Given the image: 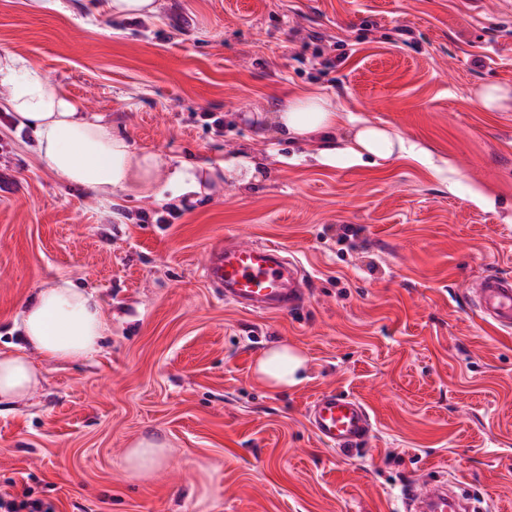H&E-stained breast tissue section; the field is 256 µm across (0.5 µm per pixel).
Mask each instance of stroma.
Listing matches in <instances>:
<instances>
[{
    "label": "stroma",
    "instance_id": "stroma-1",
    "mask_svg": "<svg viewBox=\"0 0 512 512\" xmlns=\"http://www.w3.org/2000/svg\"><path fill=\"white\" fill-rule=\"evenodd\" d=\"M107 0H0V53L23 58L135 150L177 166L236 151L263 162L246 187L220 172L179 200L100 201L50 171L3 110L0 351L40 374L0 414V493L54 512H400L407 482L447 477L512 512V334L482 322L470 276L512 277V0H156L115 20ZM316 90L425 146L409 158L321 166L314 143L259 138L254 116ZM178 210L155 223L167 204ZM231 233L280 244L309 275L297 313L239 309L202 276ZM93 291L108 330L79 362L25 348L18 313L43 284ZM300 350L306 379L278 391L254 363ZM362 400V453L327 449L306 410L327 390ZM163 443L134 478L129 448ZM483 108L488 111H498L509 100V90L495 84L483 85L476 93Z\"/></svg>",
    "mask_w": 512,
    "mask_h": 512
}]
</instances>
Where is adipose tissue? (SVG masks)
Listing matches in <instances>:
<instances>
[{
  "instance_id": "ef3b65f1",
  "label": "adipose tissue",
  "mask_w": 512,
  "mask_h": 512,
  "mask_svg": "<svg viewBox=\"0 0 512 512\" xmlns=\"http://www.w3.org/2000/svg\"><path fill=\"white\" fill-rule=\"evenodd\" d=\"M0 80L10 84L7 109L18 127L29 129L40 160L66 182L105 201L124 192L150 191L155 175L164 169L154 153L136 151L103 116L84 112L79 103L52 88L40 70L12 54L0 55ZM352 113L321 92H305L283 99L278 112L263 117L268 136L283 140H319L315 159L323 165L351 166L364 157L411 158L432 166L430 152L406 145L387 129L367 123L358 128L348 146L333 142L336 129L353 122ZM355 122V121H354ZM25 343L51 360L79 361L99 346L105 316L99 301L72 282L40 288L19 313ZM305 359L291 347L269 348L256 363L264 383L285 389L303 380ZM39 383V374L25 355L0 353V409L11 407Z\"/></svg>"
}]
</instances>
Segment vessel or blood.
Segmentation results:
<instances>
[{
    "mask_svg": "<svg viewBox=\"0 0 512 512\" xmlns=\"http://www.w3.org/2000/svg\"><path fill=\"white\" fill-rule=\"evenodd\" d=\"M203 277L224 292L226 302L247 311L297 313L309 299V276L299 261L286 258L271 242L256 243L231 235L207 251ZM468 293L476 315L504 333L512 332V279L489 271L472 280ZM313 433L333 450L361 451L373 433L365 404L355 396L325 391L309 405ZM447 483L410 484L402 498L404 512H462L448 500Z\"/></svg>",
    "mask_w": 512,
    "mask_h": 512,
    "instance_id": "b4317fda",
    "label": "vessel or blood"
}]
</instances>
